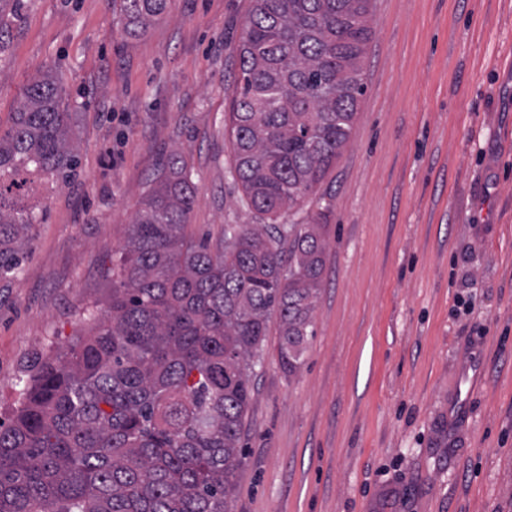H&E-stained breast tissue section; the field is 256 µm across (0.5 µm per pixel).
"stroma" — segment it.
I'll list each match as a JSON object with an SVG mask.
<instances>
[{
    "label": "stroma",
    "instance_id": "1",
    "mask_svg": "<svg viewBox=\"0 0 512 512\" xmlns=\"http://www.w3.org/2000/svg\"><path fill=\"white\" fill-rule=\"evenodd\" d=\"M251 0H171L129 36L119 0H22L0 47V130L57 69L79 165L33 186L40 222L0 287V422L37 354L105 312L162 158L193 170L211 251L257 224L224 129ZM349 143L301 209L328 206L314 334L295 374L270 322L232 512H512V0H372Z\"/></svg>",
    "mask_w": 512,
    "mask_h": 512
}]
</instances>
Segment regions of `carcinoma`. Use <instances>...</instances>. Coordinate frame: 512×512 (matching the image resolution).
Listing matches in <instances>:
<instances>
[{
	"label": "carcinoma",
	"mask_w": 512,
	"mask_h": 512,
	"mask_svg": "<svg viewBox=\"0 0 512 512\" xmlns=\"http://www.w3.org/2000/svg\"><path fill=\"white\" fill-rule=\"evenodd\" d=\"M170 0H120L126 33ZM371 0H253L238 47L229 130L251 208L290 212L347 146L365 94ZM73 113L51 68L23 87L0 133V281L20 270L37 223L17 199L78 165ZM192 170L153 174L95 331L36 358L0 424V512H231L240 441L270 319L293 374L314 335L326 243L311 224H226L213 253L187 233Z\"/></svg>",
	"instance_id": "1"
}]
</instances>
